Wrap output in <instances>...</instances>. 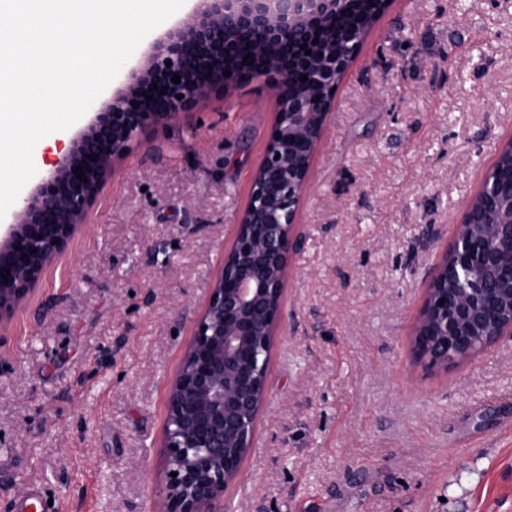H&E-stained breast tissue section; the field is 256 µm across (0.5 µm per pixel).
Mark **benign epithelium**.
I'll return each mask as SVG.
<instances>
[{
  "label": "benign epithelium",
  "instance_id": "benign-epithelium-1",
  "mask_svg": "<svg viewBox=\"0 0 512 512\" xmlns=\"http://www.w3.org/2000/svg\"><path fill=\"white\" fill-rule=\"evenodd\" d=\"M194 2L183 21L152 42L124 87L25 194L13 221L0 226L1 328L83 230L116 165L149 130L234 83L263 78L274 89L276 112L248 201L169 382L159 512H224V491L245 479L243 465L269 401V364L281 336L287 279L306 238L299 211L336 107L331 90L392 0H374L365 26L339 32L328 23L345 0ZM319 27L328 31L326 58L288 57L291 47ZM338 38L345 45L340 57ZM244 43L256 59L252 70L237 65ZM297 71L311 77L290 94ZM176 74L178 84L171 81ZM510 285L512 171L505 179L496 165L430 271L410 340L414 357L446 368L511 338Z\"/></svg>",
  "mask_w": 512,
  "mask_h": 512
}]
</instances>
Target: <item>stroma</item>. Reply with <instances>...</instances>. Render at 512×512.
<instances>
[{"instance_id": "1", "label": "stroma", "mask_w": 512, "mask_h": 512, "mask_svg": "<svg viewBox=\"0 0 512 512\" xmlns=\"http://www.w3.org/2000/svg\"><path fill=\"white\" fill-rule=\"evenodd\" d=\"M273 110L255 79L151 132L0 332V512L33 484L50 512H153L168 383ZM510 141L512 0H395L336 89L227 512H512V339L441 370L409 346Z\"/></svg>"}]
</instances>
